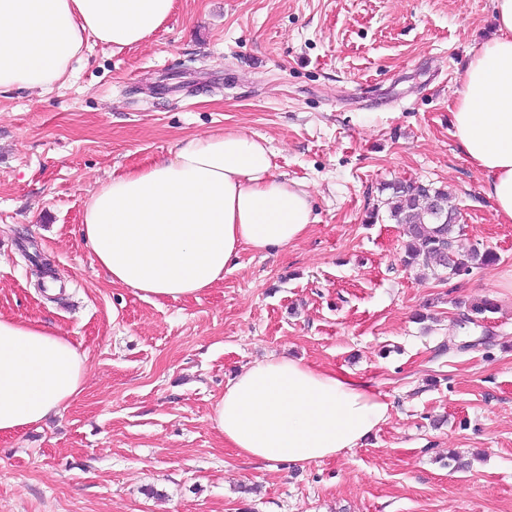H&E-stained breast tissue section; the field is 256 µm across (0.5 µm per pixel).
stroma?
I'll use <instances>...</instances> for the list:
<instances>
[{"label": "stroma", "mask_w": 512, "mask_h": 512, "mask_svg": "<svg viewBox=\"0 0 512 512\" xmlns=\"http://www.w3.org/2000/svg\"><path fill=\"white\" fill-rule=\"evenodd\" d=\"M493 33V0H176L138 47L89 44L50 92L0 97V314L87 366L67 407L0 438V512H512V224L451 124ZM225 130L308 191L305 236L244 249L196 298L109 283L81 236L90 191ZM400 181L447 191L497 262L405 265L384 206ZM281 355L355 374L387 420L331 458L238 456L214 404Z\"/></svg>", "instance_id": "obj_1"}]
</instances>
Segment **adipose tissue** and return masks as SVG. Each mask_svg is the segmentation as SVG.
I'll list each match as a JSON object with an SVG mask.
<instances>
[{
    "mask_svg": "<svg viewBox=\"0 0 512 512\" xmlns=\"http://www.w3.org/2000/svg\"><path fill=\"white\" fill-rule=\"evenodd\" d=\"M174 0H0V95L45 93L89 41L133 47ZM497 34L473 53L452 114L466 159L502 224L512 223V0H494ZM266 142L227 131L184 141L171 157L113 173L85 205L82 235L111 283L158 301L223 281L242 247L265 252L314 222L308 193L275 178ZM85 359L37 321L0 315V436L44 422L83 389ZM389 413L370 386L286 357L242 368L211 421L238 453L305 463L357 446Z\"/></svg>",
    "mask_w": 512,
    "mask_h": 512,
    "instance_id": "obj_1",
    "label": "adipose tissue"
}]
</instances>
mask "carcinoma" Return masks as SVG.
Here are the masks:
<instances>
[{
	"label": "carcinoma",
	"mask_w": 512,
	"mask_h": 512,
	"mask_svg": "<svg viewBox=\"0 0 512 512\" xmlns=\"http://www.w3.org/2000/svg\"><path fill=\"white\" fill-rule=\"evenodd\" d=\"M386 206L407 238L406 265H423L435 272L446 270L456 275L474 265L496 261V255L490 251L481 252L452 242L456 213L448 208L447 192L400 182L392 186Z\"/></svg>",
	"instance_id": "carcinoma-1"
}]
</instances>
